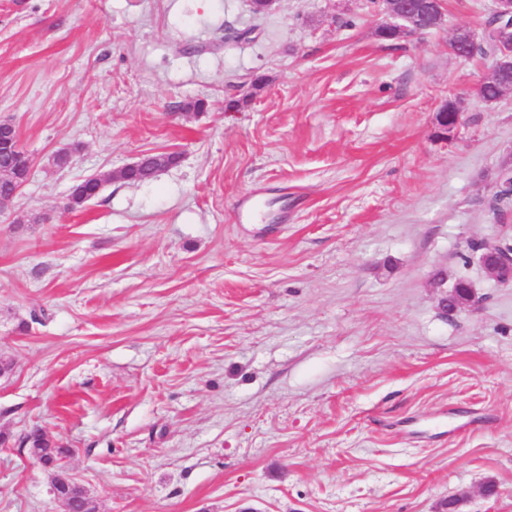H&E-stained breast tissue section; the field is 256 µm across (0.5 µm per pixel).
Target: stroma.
Here are the masks:
<instances>
[{
	"mask_svg": "<svg viewBox=\"0 0 512 512\" xmlns=\"http://www.w3.org/2000/svg\"><path fill=\"white\" fill-rule=\"evenodd\" d=\"M444 7L386 41L372 0H0V121L33 160L0 213V512H65L35 426L97 512H512V286L470 249L512 234V93L486 107L488 60L449 49L493 0ZM440 270L477 297L451 319ZM503 189H507V197L509 199L508 203H500L498 199L503 196L504 193L494 194L492 199L490 200V207L497 212H504L502 210L503 206H509L507 209L512 206V159L510 157H506L500 164L499 175L495 185V192L502 191ZM94 189H96V186L93 187L88 182L82 180L75 182L69 189L66 207L70 210L84 207L99 194L100 191L93 196ZM23 443L28 445L31 452L45 464L60 455H69L68 448L55 446L40 428H32L24 437Z\"/></svg>",
	"mask_w": 512,
	"mask_h": 512,
	"instance_id": "obj_1",
	"label": "stroma"
}]
</instances>
